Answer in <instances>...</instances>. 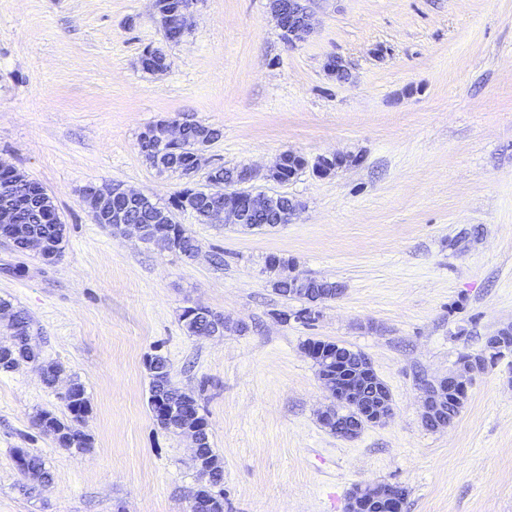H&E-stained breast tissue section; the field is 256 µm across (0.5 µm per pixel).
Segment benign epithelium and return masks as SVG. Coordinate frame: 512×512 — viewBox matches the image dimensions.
Returning <instances> with one entry per match:
<instances>
[{"instance_id":"7a95c632","label":"benign epithelium","mask_w":512,"mask_h":512,"mask_svg":"<svg viewBox=\"0 0 512 512\" xmlns=\"http://www.w3.org/2000/svg\"><path fill=\"white\" fill-rule=\"evenodd\" d=\"M193 0H182L173 5L167 0L156 7L162 31L171 41L181 39L192 26ZM270 11L279 27L293 43L312 29L311 13L307 0H270ZM187 122L166 120L153 131V136L162 147H173L184 143ZM212 145L206 138L197 140L192 148L188 177H193L201 169L204 152ZM347 158L334 154L323 156L316 163V170L328 174L345 166ZM306 164L304 158L291 153L281 156L275 169L293 177ZM256 171L250 168L239 170L230 182H224V191L207 192L205 196L211 203V218L215 224H239L245 215L265 212L274 205V197L262 193H253L245 185L254 180ZM99 201V207L93 212L98 224H108L113 233L124 236L136 232L144 236L143 226L125 222L120 204L136 201L144 196L140 191L127 190L120 185L111 184L95 187L92 190ZM27 248L38 251L46 262L58 258L55 244L41 235L27 237ZM308 354L317 364L319 379L332 399V405L321 413V421L330 431L345 437L354 438L367 425L385 423L392 415L391 396L378 384L370 360L362 353L343 350L338 344L334 347L326 342L308 347ZM465 383L454 374L430 385L426 391L423 421L427 427L448 426L446 413L448 403H461L465 398ZM155 414L160 421L173 419L188 420L194 416V402L183 399L182 405L158 401ZM404 499L393 485H359L350 501L349 512H402Z\"/></svg>"}]
</instances>
